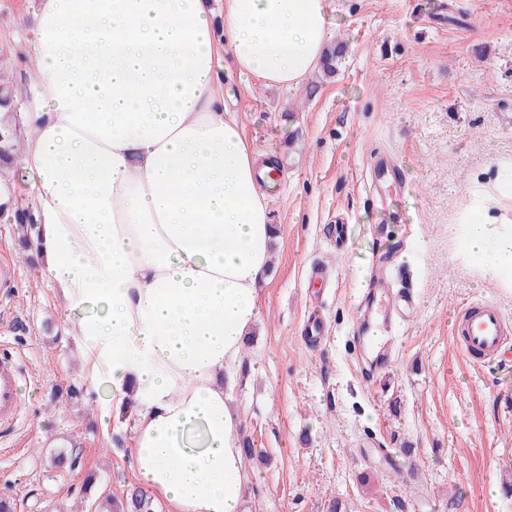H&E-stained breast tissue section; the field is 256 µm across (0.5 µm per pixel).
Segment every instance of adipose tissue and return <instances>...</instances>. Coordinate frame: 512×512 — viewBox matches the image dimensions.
I'll list each match as a JSON object with an SVG mask.
<instances>
[{
    "mask_svg": "<svg viewBox=\"0 0 512 512\" xmlns=\"http://www.w3.org/2000/svg\"><path fill=\"white\" fill-rule=\"evenodd\" d=\"M326 0H39L20 169L31 241L102 423L139 407L131 465L169 512H242L231 388L277 230L264 156L220 73L293 88L317 70Z\"/></svg>",
    "mask_w": 512,
    "mask_h": 512,
    "instance_id": "adipose-tissue-1",
    "label": "adipose tissue"
}]
</instances>
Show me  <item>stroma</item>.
<instances>
[{
  "instance_id": "obj_1",
  "label": "stroma",
  "mask_w": 512,
  "mask_h": 512,
  "mask_svg": "<svg viewBox=\"0 0 512 512\" xmlns=\"http://www.w3.org/2000/svg\"><path fill=\"white\" fill-rule=\"evenodd\" d=\"M337 74L294 90L225 71L224 102L281 176L267 198L279 235L260 318L233 397L255 450L246 512H512V358L473 365L451 335L469 301L512 320V275L466 244L472 220L512 238V0H327ZM37 0H0V73L22 87ZM392 155L398 182H374ZM34 229L0 217V352L26 366L21 417L0 438V492L16 512H71L94 491L138 485L130 416L102 426L104 390L83 383L63 334L60 298L23 241ZM392 291L417 295L414 318L372 369L354 347L356 311L379 255ZM324 268V279L311 267ZM82 388L66 404L58 387ZM80 448L77 468L48 452ZM97 478L88 489L87 475Z\"/></svg>"
}]
</instances>
